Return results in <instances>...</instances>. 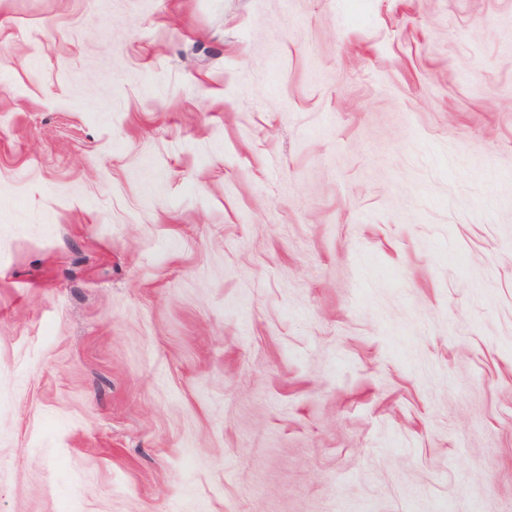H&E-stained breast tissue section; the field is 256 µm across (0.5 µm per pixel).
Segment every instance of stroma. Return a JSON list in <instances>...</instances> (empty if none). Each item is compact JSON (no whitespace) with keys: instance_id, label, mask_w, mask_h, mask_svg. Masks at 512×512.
Instances as JSON below:
<instances>
[{"instance_id":"35a3bbf8","label":"stroma","mask_w":512,"mask_h":512,"mask_svg":"<svg viewBox=\"0 0 512 512\" xmlns=\"http://www.w3.org/2000/svg\"><path fill=\"white\" fill-rule=\"evenodd\" d=\"M0 512H512V0H0Z\"/></svg>"}]
</instances>
